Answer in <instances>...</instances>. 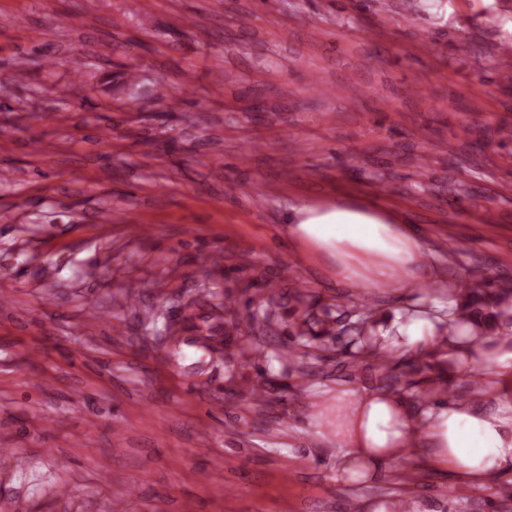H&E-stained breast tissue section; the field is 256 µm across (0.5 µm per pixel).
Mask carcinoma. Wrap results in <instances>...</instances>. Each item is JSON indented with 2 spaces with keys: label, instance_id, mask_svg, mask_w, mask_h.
Masks as SVG:
<instances>
[{
  "label": "carcinoma",
  "instance_id": "obj_1",
  "mask_svg": "<svg viewBox=\"0 0 512 512\" xmlns=\"http://www.w3.org/2000/svg\"><path fill=\"white\" fill-rule=\"evenodd\" d=\"M356 320L351 330L357 336L358 351L353 353L352 362L375 361V367L382 372L388 389L400 393L415 384L411 376L421 373V369L411 361L399 364L384 354L382 343L373 338L375 326L374 310L367 302L353 306ZM447 317L437 323L439 332L448 329L450 323H470L481 330V334L490 335L500 329L503 324L512 328V287H494L492 281L467 282L459 286L448 287ZM309 318L305 317L295 324V339L304 346L312 341L317 342L315 349L326 350L324 338L328 331L316 332L307 327ZM455 398L450 389L449 378L440 376L432 380V385L417 395L420 402L433 401L440 396Z\"/></svg>",
  "mask_w": 512,
  "mask_h": 512
}]
</instances>
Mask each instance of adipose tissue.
Here are the masks:
<instances>
[{"mask_svg":"<svg viewBox=\"0 0 512 512\" xmlns=\"http://www.w3.org/2000/svg\"><path fill=\"white\" fill-rule=\"evenodd\" d=\"M291 241L314 256L331 259L342 277L361 285L390 271L411 269L424 246L399 215L376 203H307L290 217ZM461 352L476 350L484 369L483 392L433 407L418 416L407 400L386 390L340 392L342 413L336 442L342 471L353 480L377 476L382 466L417 444L427 448L438 469L475 482L512 475V348L500 342L485 347L468 326L452 338Z\"/></svg>","mask_w":512,"mask_h":512,"instance_id":"obj_1","label":"adipose tissue"}]
</instances>
